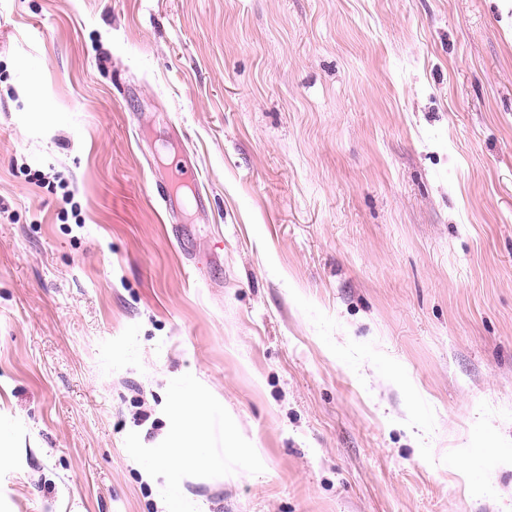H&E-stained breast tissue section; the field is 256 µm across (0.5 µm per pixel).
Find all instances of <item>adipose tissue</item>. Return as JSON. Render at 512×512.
Returning <instances> with one entry per match:
<instances>
[{
    "label": "adipose tissue",
    "mask_w": 512,
    "mask_h": 512,
    "mask_svg": "<svg viewBox=\"0 0 512 512\" xmlns=\"http://www.w3.org/2000/svg\"><path fill=\"white\" fill-rule=\"evenodd\" d=\"M214 410L190 389H181L172 407L173 433L170 446L155 449L146 473L168 468L172 459L193 470L219 466V459L206 453L203 443Z\"/></svg>",
    "instance_id": "1"
}]
</instances>
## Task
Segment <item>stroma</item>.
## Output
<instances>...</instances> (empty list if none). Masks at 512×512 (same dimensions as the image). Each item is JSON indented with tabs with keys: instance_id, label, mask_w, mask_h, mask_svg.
Listing matches in <instances>:
<instances>
[{
	"instance_id": "35a3bbf8",
	"label": "stroma",
	"mask_w": 512,
	"mask_h": 512,
	"mask_svg": "<svg viewBox=\"0 0 512 512\" xmlns=\"http://www.w3.org/2000/svg\"><path fill=\"white\" fill-rule=\"evenodd\" d=\"M184 383L193 512H512V0H0V512H166ZM216 412L209 403L194 395L189 388L180 390L172 407L173 433L170 446L156 448L150 463L143 470L151 474L158 469L169 467L174 456L181 462V469H212L221 464L202 446L210 425V417ZM181 469L171 478L169 484L161 490L169 504L168 511L190 512L191 506L180 497Z\"/></svg>"
}]
</instances>
